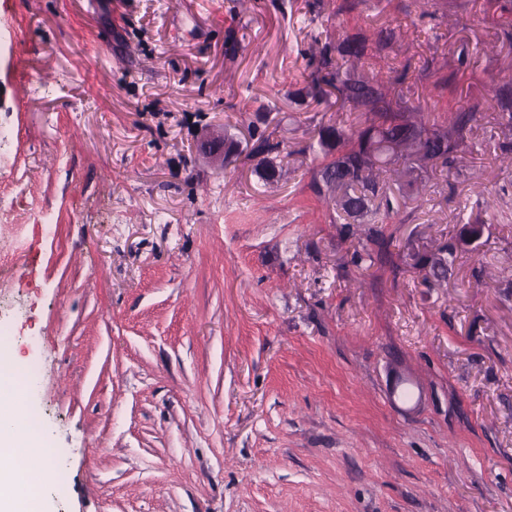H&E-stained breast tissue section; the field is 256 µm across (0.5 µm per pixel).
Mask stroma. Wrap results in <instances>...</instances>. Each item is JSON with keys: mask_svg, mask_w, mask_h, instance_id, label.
Listing matches in <instances>:
<instances>
[{"mask_svg": "<svg viewBox=\"0 0 512 512\" xmlns=\"http://www.w3.org/2000/svg\"><path fill=\"white\" fill-rule=\"evenodd\" d=\"M341 2L0 0V351L38 369L47 512H512L495 113L383 224L309 187L317 125L356 118L309 95L322 47L394 30L362 74L440 116L512 80V0ZM251 128L276 182L201 153ZM475 216L427 286L415 253Z\"/></svg>", "mask_w": 512, "mask_h": 512, "instance_id": "stroma-1", "label": "stroma"}]
</instances>
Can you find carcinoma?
Listing matches in <instances>:
<instances>
[{
  "label": "carcinoma",
  "mask_w": 512,
  "mask_h": 512,
  "mask_svg": "<svg viewBox=\"0 0 512 512\" xmlns=\"http://www.w3.org/2000/svg\"><path fill=\"white\" fill-rule=\"evenodd\" d=\"M394 32L379 31L369 37L361 35L345 41L336 47L341 62L332 63L328 47L321 50V69L324 73L314 83V96L322 102L330 96H336L335 104L342 112H358L363 121L349 130L335 124H323L318 128V145L323 153V162L312 178L313 190L321 195L323 191H333L339 187L343 195L337 200L340 209L348 218H355L366 213L385 214L393 212L392 202L387 196L388 186L380 179H393L401 186L402 171L409 168L416 152L427 149L437 162L436 172L462 173L466 153L467 133L472 131V123L477 114L493 111L496 113L501 154L512 161V107L508 106L501 90L508 87L503 83L490 99L474 101L459 112H450L431 121H413L411 113L421 111V107L410 108L403 105L402 96L392 97L387 84H400L404 74L385 79L381 76L372 78L361 75L358 63L367 55L368 49L380 51L389 46ZM419 126L427 134L425 142L411 140L404 135V124ZM248 155H269L279 150L280 143L272 142L271 136H255ZM346 153L352 161L354 172L347 176L337 165L333 151ZM457 238L437 251L416 255L415 266L426 270L423 280L433 286L446 278L448 268L433 265L436 253L448 251L453 257L457 251Z\"/></svg>",
  "instance_id": "carcinoma-1"
}]
</instances>
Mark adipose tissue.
<instances>
[{
    "mask_svg": "<svg viewBox=\"0 0 512 512\" xmlns=\"http://www.w3.org/2000/svg\"><path fill=\"white\" fill-rule=\"evenodd\" d=\"M22 382L16 359L0 360V512H36L37 488L51 485L54 474L44 466L20 480L16 461L37 445L41 432L20 428L22 413L14 398Z\"/></svg>",
    "mask_w": 512,
    "mask_h": 512,
    "instance_id": "1",
    "label": "adipose tissue"
}]
</instances>
